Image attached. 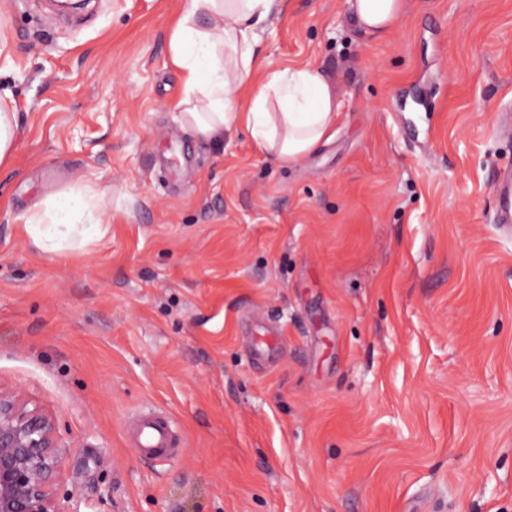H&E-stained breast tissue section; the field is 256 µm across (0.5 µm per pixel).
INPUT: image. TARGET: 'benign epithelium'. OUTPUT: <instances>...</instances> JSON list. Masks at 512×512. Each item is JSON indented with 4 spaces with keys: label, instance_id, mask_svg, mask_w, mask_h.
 <instances>
[{
    "label": "benign epithelium",
    "instance_id": "1",
    "mask_svg": "<svg viewBox=\"0 0 512 512\" xmlns=\"http://www.w3.org/2000/svg\"><path fill=\"white\" fill-rule=\"evenodd\" d=\"M68 453L52 416L0 390V512H74V494H58Z\"/></svg>",
    "mask_w": 512,
    "mask_h": 512
}]
</instances>
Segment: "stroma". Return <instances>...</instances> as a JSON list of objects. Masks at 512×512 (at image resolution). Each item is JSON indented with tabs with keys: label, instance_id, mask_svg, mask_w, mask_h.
I'll return each instance as SVG.
<instances>
[{
	"label": "stroma",
	"instance_id": "stroma-1",
	"mask_svg": "<svg viewBox=\"0 0 512 512\" xmlns=\"http://www.w3.org/2000/svg\"><path fill=\"white\" fill-rule=\"evenodd\" d=\"M180 2L0 0V387L54 417L79 512H512V0H406L384 37L289 0L261 48L341 108L288 167L179 122ZM80 184L105 235L36 249ZM148 409L181 453L135 455ZM15 123L16 112H8L3 105H0V163L11 151ZM497 205L494 214L495 224L510 225L512 223V173L502 178L497 188ZM105 189L89 191L82 186L49 195L34 205L25 217L26 231L32 244L43 252H57L62 247L59 226H72L80 236V245L104 235L97 198ZM76 223H80L78 229Z\"/></svg>",
	"mask_w": 512,
	"mask_h": 512
}]
</instances>
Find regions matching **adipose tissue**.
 <instances>
[{
	"mask_svg": "<svg viewBox=\"0 0 512 512\" xmlns=\"http://www.w3.org/2000/svg\"><path fill=\"white\" fill-rule=\"evenodd\" d=\"M284 0H182L168 32L170 62L182 94L173 104L185 128L219 143L226 131L245 126L276 162H300L332 132L341 103L335 84L311 65H274L259 32ZM354 24L373 35L389 33L405 0H345ZM248 107H238L241 94ZM97 192L76 186L34 205L25 217L32 244L60 250V229L77 226L81 243L104 235Z\"/></svg>",
	"mask_w": 512,
	"mask_h": 512,
	"instance_id": "obj_1",
	"label": "adipose tissue"
}]
</instances>
